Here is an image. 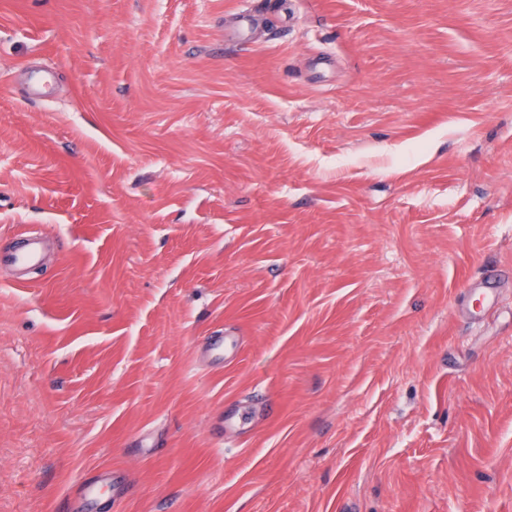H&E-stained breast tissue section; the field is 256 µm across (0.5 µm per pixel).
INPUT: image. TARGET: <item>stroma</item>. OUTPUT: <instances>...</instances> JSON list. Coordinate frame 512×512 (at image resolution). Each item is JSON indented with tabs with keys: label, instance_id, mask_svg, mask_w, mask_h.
Here are the masks:
<instances>
[{
	"label": "stroma",
	"instance_id": "35a3bbf8",
	"mask_svg": "<svg viewBox=\"0 0 512 512\" xmlns=\"http://www.w3.org/2000/svg\"><path fill=\"white\" fill-rule=\"evenodd\" d=\"M262 2L0 0V512H512V0ZM50 88V77L43 71L31 72L26 82V95L31 101L47 97ZM40 260V241L37 237L28 236L22 245V248L15 252V255L5 257L1 254L0 262L12 263L22 267H32ZM112 486V496L123 489V477L115 470H103L95 478L84 482L77 497L70 499L67 512H98L102 508L100 490Z\"/></svg>",
	"mask_w": 512,
	"mask_h": 512
}]
</instances>
